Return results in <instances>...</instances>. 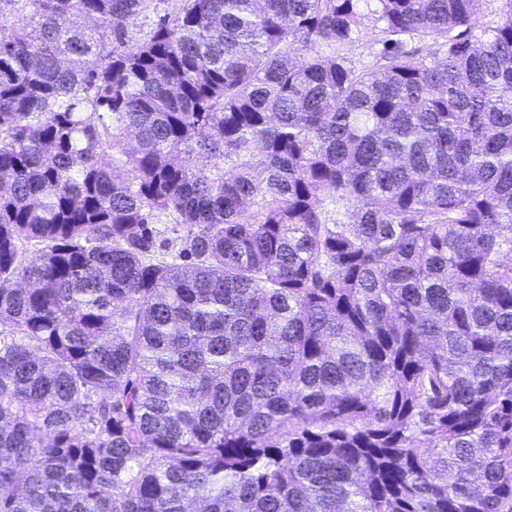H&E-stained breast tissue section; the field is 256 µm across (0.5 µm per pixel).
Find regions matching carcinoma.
I'll use <instances>...</instances> for the list:
<instances>
[{"mask_svg": "<svg viewBox=\"0 0 512 512\" xmlns=\"http://www.w3.org/2000/svg\"><path fill=\"white\" fill-rule=\"evenodd\" d=\"M153 2L0 0V512H512V0ZM367 16L361 20L355 43L349 51V56L356 64L365 67L372 65L374 56L381 47V36L377 27L380 24H376L370 15Z\"/></svg>", "mask_w": 512, "mask_h": 512, "instance_id": "1", "label": "carcinoma"}]
</instances>
